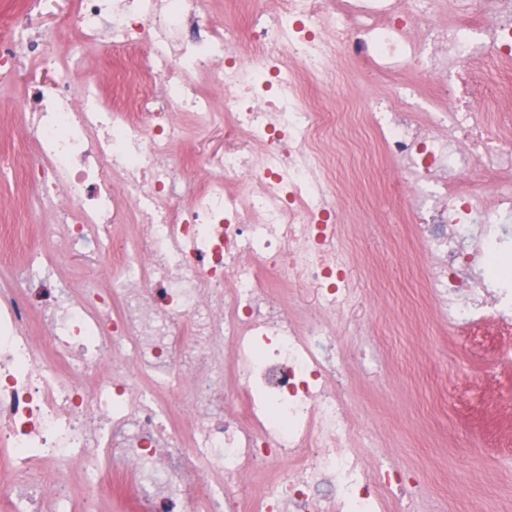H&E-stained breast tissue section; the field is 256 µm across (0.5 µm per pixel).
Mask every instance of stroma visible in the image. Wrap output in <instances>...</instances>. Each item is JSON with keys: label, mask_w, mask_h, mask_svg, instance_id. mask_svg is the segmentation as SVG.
<instances>
[{"label": "stroma", "mask_w": 512, "mask_h": 512, "mask_svg": "<svg viewBox=\"0 0 512 512\" xmlns=\"http://www.w3.org/2000/svg\"><path fill=\"white\" fill-rule=\"evenodd\" d=\"M74 15L75 0H0V28L43 36L40 59L26 66L28 80L63 79L113 100L117 90L98 80L113 64L109 50L60 38V26ZM64 55L77 69H57ZM27 82L0 83V249L8 254L0 289L14 287V271L25 264L15 247L21 237L69 253L60 273L75 286L93 278L106 284L111 257L56 237L53 213L38 207L24 178L32 151L22 126ZM176 119L185 138L175 156L190 161L195 182L204 184L199 162L223 147L224 126L203 132L188 113ZM403 178L402 168L386 160L370 185L339 186L358 290L351 311L336 321L350 358V416L367 429L370 444L384 445L388 461L413 477L408 495L420 499L422 512H512V332L493 321L456 328L440 313L426 283V252L395 191Z\"/></svg>", "instance_id": "obj_1"}]
</instances>
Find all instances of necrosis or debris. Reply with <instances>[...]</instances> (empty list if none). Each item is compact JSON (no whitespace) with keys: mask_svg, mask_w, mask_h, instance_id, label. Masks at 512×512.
I'll return each instance as SVG.
<instances>
[{"mask_svg":"<svg viewBox=\"0 0 512 512\" xmlns=\"http://www.w3.org/2000/svg\"><path fill=\"white\" fill-rule=\"evenodd\" d=\"M88 44L127 56L121 103L61 81L28 87L25 171L62 235L112 254V286L41 292L54 263L25 239L20 287L0 291V496L12 512H66L63 471L93 459L85 502L122 475L138 512H396L400 469L370 463L338 385L336 320L354 298L337 175L365 170L374 141L402 163L427 280L452 325L512 323V0H233L241 29L207 0H76ZM41 55L0 37V79ZM508 73L474 101L488 63ZM396 76L386 100L314 103L307 81ZM224 115V149L196 187L174 160ZM132 242L114 237L122 206ZM305 287L286 313L271 285ZM48 325L36 344L30 323ZM266 465L254 493L239 478Z\"/></svg>","mask_w":512,"mask_h":512,"instance_id":"4bbe7bcc","label":"necrosis or debris"}]
</instances>
